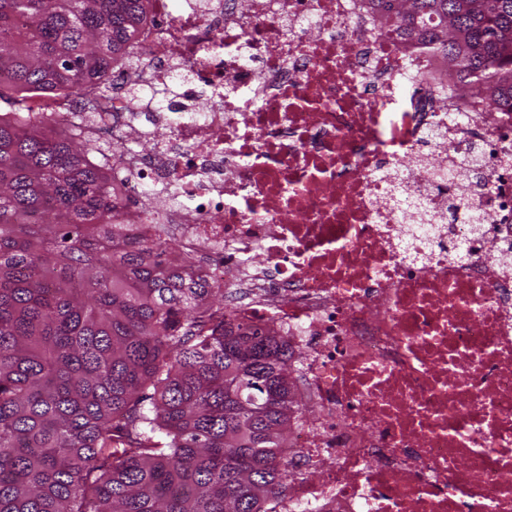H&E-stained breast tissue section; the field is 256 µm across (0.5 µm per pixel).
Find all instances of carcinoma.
<instances>
[{
    "instance_id": "carcinoma-1",
    "label": "carcinoma",
    "mask_w": 512,
    "mask_h": 512,
    "mask_svg": "<svg viewBox=\"0 0 512 512\" xmlns=\"http://www.w3.org/2000/svg\"><path fill=\"white\" fill-rule=\"evenodd\" d=\"M141 2L0 0V512H275L291 476L288 346L225 318L182 251L121 242L112 147L28 105L94 111ZM371 3L512 111V0Z\"/></svg>"
}]
</instances>
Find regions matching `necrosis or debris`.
Returning <instances> with one entry per match:
<instances>
[{
    "instance_id": "necrosis-or-debris-1",
    "label": "necrosis or debris",
    "mask_w": 512,
    "mask_h": 512,
    "mask_svg": "<svg viewBox=\"0 0 512 512\" xmlns=\"http://www.w3.org/2000/svg\"><path fill=\"white\" fill-rule=\"evenodd\" d=\"M116 69L52 118L136 142L137 91L169 128L99 159L147 189L122 235L304 351L279 512H512V112L366 0H154Z\"/></svg>"
}]
</instances>
